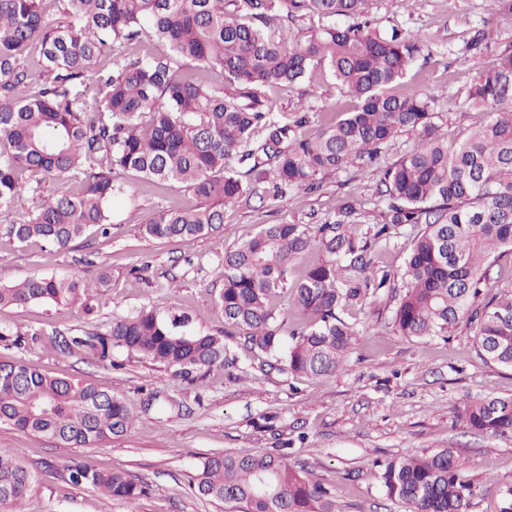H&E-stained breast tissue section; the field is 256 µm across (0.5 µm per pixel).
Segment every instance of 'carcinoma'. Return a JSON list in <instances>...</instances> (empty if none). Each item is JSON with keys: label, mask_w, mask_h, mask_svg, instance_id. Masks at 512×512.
Masks as SVG:
<instances>
[{"label": "carcinoma", "mask_w": 512, "mask_h": 512, "mask_svg": "<svg viewBox=\"0 0 512 512\" xmlns=\"http://www.w3.org/2000/svg\"><path fill=\"white\" fill-rule=\"evenodd\" d=\"M55 5L60 21L47 20ZM369 0H0V214L31 207L28 219L4 225L23 244L60 248L108 233V203L130 181L170 184L198 200L160 210L143 224L155 240L204 237L224 223V206L263 185L282 200L308 193L321 176L369 168L403 130L417 141L383 172L385 209L367 222L351 196L316 225L261 224L224 253L217 306L224 324L250 348L297 375L344 370L355 335L343 314L368 295L402 292L392 327L401 336L447 337L463 323L483 360L512 369V291L476 304L501 278L512 254V51L479 67L462 105L489 120L462 141L440 132L434 100L406 76L423 41L394 29L372 31ZM343 18L345 23L336 24ZM320 22L303 44L283 28ZM145 29L158 51L115 54ZM215 70L213 86L188 66ZM326 71L353 102L326 116L313 138L304 115L283 120L266 91L291 88ZM94 88L98 105L87 111ZM48 179L60 188L45 194ZM412 231L402 268L373 271L377 243ZM313 249L321 257L299 263ZM111 275L89 284L68 276L33 277L0 286V308L31 302L75 304ZM289 297L298 328L284 341L273 299ZM154 311L116 319L97 337L99 357L114 347L174 369L186 378L232 374L236 358L222 336L180 330ZM465 426L512 439V396L489 393L466 402ZM133 412L123 398L23 361L0 362V424L65 445H98L127 434ZM386 496L408 512H469L475 488L450 448L380 462ZM69 481L90 484L132 504L144 486L124 471L89 462L69 467ZM193 485L204 497L243 503L246 512H335L334 493L309 483L284 455L250 451L208 457ZM30 472L0 448V512H25Z\"/></svg>", "instance_id": "obj_1"}]
</instances>
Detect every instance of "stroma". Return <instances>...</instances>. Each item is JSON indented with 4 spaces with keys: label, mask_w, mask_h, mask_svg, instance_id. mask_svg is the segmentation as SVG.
I'll use <instances>...</instances> for the list:
<instances>
[{
    "label": "stroma",
    "mask_w": 512,
    "mask_h": 512,
    "mask_svg": "<svg viewBox=\"0 0 512 512\" xmlns=\"http://www.w3.org/2000/svg\"><path fill=\"white\" fill-rule=\"evenodd\" d=\"M372 26L385 33L400 27L428 37L434 58L412 68L410 84L436 97L441 128L449 142L463 139L486 121V113L455 107L474 83L478 66L493 65L512 47V18L502 0H373ZM493 35L481 58L465 46L483 21ZM275 112L297 104L309 112L308 133L322 115L348 105L327 75L293 88L269 90ZM379 175L357 169L323 176L319 189L283 201L252 196L224 209V223L202 238L158 241L142 221L196 199L168 185L137 184L109 204L108 235L94 234L60 249L40 242L21 244L0 234V283L35 276L66 275L82 281L109 271L111 285L88 308L35 302L0 308V361L21 360L125 398L134 412L125 436L73 447L0 425V448L9 449L36 479V512H243L242 504L199 495L193 476L207 457L251 450L287 453L312 483L336 488L335 512H407L390 501L375 462L453 449L476 488L470 512H498L499 493L512 486V440L467 431L458 412L468 399L492 392L512 395V370L485 363L465 326L449 340H410L391 328L394 303L381 294L347 316L357 336L342 372L295 377L264 366L243 336L229 337L238 358L234 377L223 372L193 380L127 350L113 349L103 360L89 348L65 352L75 337L107 334L115 318L153 310L187 318L192 332L225 331L216 306L223 286L224 253L249 238L261 224H316L356 196L378 222ZM26 337L14 343L12 334ZM92 462L128 472L146 491L135 503L103 496L89 485L69 482L67 468Z\"/></svg>",
    "instance_id": "obj_1"
}]
</instances>
